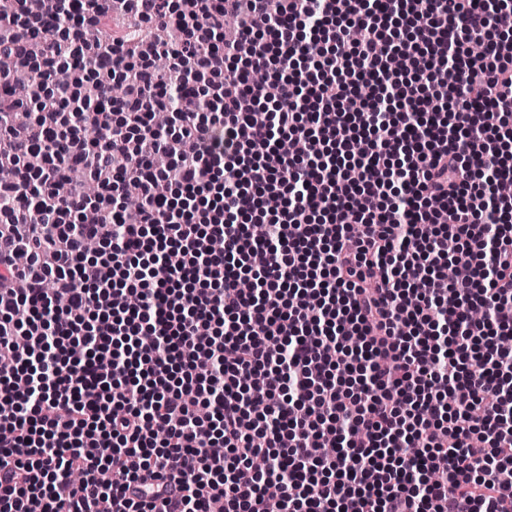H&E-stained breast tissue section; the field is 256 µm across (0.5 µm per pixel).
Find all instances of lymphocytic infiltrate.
<instances>
[{"instance_id":"obj_1","label":"lymphocytic infiltrate","mask_w":512,"mask_h":512,"mask_svg":"<svg viewBox=\"0 0 512 512\" xmlns=\"http://www.w3.org/2000/svg\"><path fill=\"white\" fill-rule=\"evenodd\" d=\"M0 53V512H512V0H0Z\"/></svg>"}]
</instances>
